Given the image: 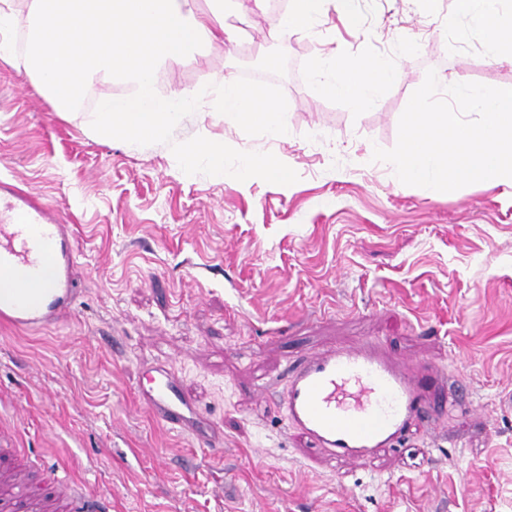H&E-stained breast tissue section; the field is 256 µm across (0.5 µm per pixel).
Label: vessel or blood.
<instances>
[{"mask_svg":"<svg viewBox=\"0 0 512 512\" xmlns=\"http://www.w3.org/2000/svg\"><path fill=\"white\" fill-rule=\"evenodd\" d=\"M1 274L25 285L0 294V323L17 328L55 324L73 306L81 286L71 225L40 194L18 192L2 180ZM286 369L290 380L283 407L289 424L329 459L349 464L369 461L416 423L457 407L445 371L396 359L371 340L322 349ZM144 374L148 382L138 392L154 417L170 429L189 431L191 417L201 410L185 393L178 371L160 361ZM0 453L12 460L0 483L27 495L33 512H83L74 480L60 476L52 463L32 464L11 448ZM37 469L48 473L54 498H44L35 488L31 474Z\"/></svg>","mask_w":512,"mask_h":512,"instance_id":"b4317fda","label":"vessel or blood"}]
</instances>
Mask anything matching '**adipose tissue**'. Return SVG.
I'll use <instances>...</instances> for the list:
<instances>
[{"mask_svg": "<svg viewBox=\"0 0 512 512\" xmlns=\"http://www.w3.org/2000/svg\"><path fill=\"white\" fill-rule=\"evenodd\" d=\"M267 0H208L199 11L190 0H0V59L37 79L55 111L73 112L97 80L120 81L123 96L101 99L92 115L95 134L155 142L165 139L194 108L195 91L170 86L158 92L160 71L203 48L231 39L224 27L226 8L264 11ZM461 15L477 16L491 58L512 60V14L503 0H453ZM357 25L356 0H290L273 36L313 26L327 9ZM25 50L17 52L16 38ZM396 80L385 60L357 61L340 49L323 55L314 82L323 92L357 107L372 105ZM212 111L225 112L271 137L288 136L279 108L260 91L234 77L215 79L209 91Z\"/></svg>", "mask_w": 512, "mask_h": 512, "instance_id": "obj_1", "label": "adipose tissue"}]
</instances>
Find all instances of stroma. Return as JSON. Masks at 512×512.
I'll return each mask as SVG.
<instances>
[{
	"label": "stroma",
	"mask_w": 512,
	"mask_h": 512,
	"mask_svg": "<svg viewBox=\"0 0 512 512\" xmlns=\"http://www.w3.org/2000/svg\"><path fill=\"white\" fill-rule=\"evenodd\" d=\"M287 8L229 16L235 41L160 75L164 89L253 75L288 121L284 141L204 101L163 141L101 137L87 118L120 84L93 82L63 116L0 61V179L71 220L84 280L56 325H0V433L111 496L112 512H512V187L435 195L372 159L395 146L427 70L501 88L512 62L490 60L480 21L452 0H358L357 26L331 10L271 40ZM339 44L400 71L372 106L314 84ZM203 136L227 146L223 177L184 151ZM249 154L287 157V179L242 181ZM362 339L445 367L467 405L352 466L275 402L285 362ZM160 359L223 437L222 457L140 401L142 370Z\"/></svg>",
	"instance_id": "stroma-1"
}]
</instances>
